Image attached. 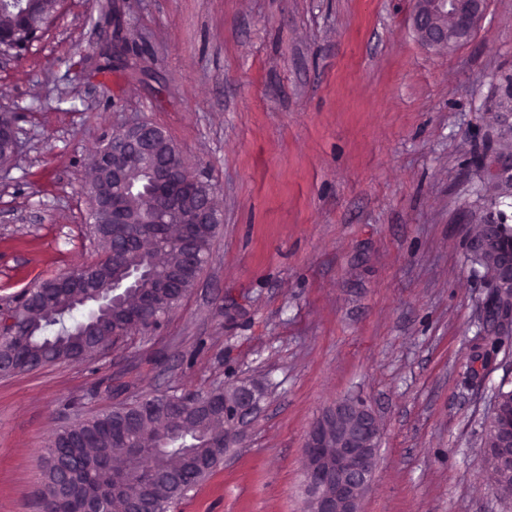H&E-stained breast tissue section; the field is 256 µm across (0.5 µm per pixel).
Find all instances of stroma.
<instances>
[{
	"label": "stroma",
	"instance_id": "35a3bbf8",
	"mask_svg": "<svg viewBox=\"0 0 512 512\" xmlns=\"http://www.w3.org/2000/svg\"><path fill=\"white\" fill-rule=\"evenodd\" d=\"M107 3L63 0L0 69L21 130L0 169V313L96 257L85 185L133 120L167 132L224 222L160 329L0 377V512H40L58 429L230 376L265 386V412L170 512H307V432L347 398L382 430L362 512H502L482 438L512 344L472 377L488 290L466 244L487 221L482 160L512 159L484 110L512 74V0L449 51L418 41L411 0H117L144 55L97 74Z\"/></svg>",
	"mask_w": 512,
	"mask_h": 512
}]
</instances>
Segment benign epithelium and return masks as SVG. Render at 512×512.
<instances>
[{
	"label": "benign epithelium",
	"instance_id": "benign-epithelium-1",
	"mask_svg": "<svg viewBox=\"0 0 512 512\" xmlns=\"http://www.w3.org/2000/svg\"><path fill=\"white\" fill-rule=\"evenodd\" d=\"M486 0H413L412 25L418 39L429 47L457 46L474 31ZM171 138L158 125L138 121L112 136V147L99 150L95 174L88 185V221L112 228V256L120 258L138 245L139 235L129 225L159 224L160 215L179 209L187 224H221L222 214L205 182L194 173H184ZM141 175L147 182L141 197L146 202L138 218L128 207L127 190ZM484 180L494 189L502 186L503 170L491 161L484 166ZM508 270L497 268L491 286L512 293V254ZM131 307L135 330L154 327L157 316L149 302H122L112 297L100 307L94 333L125 336L112 326L113 317ZM211 403L196 400L192 407H170L172 419L210 409ZM263 411L256 384L245 382L230 404H224V451L244 435ZM496 448L492 459L496 488L512 490V415L499 417L494 430ZM381 427L376 414L358 399H345L325 409L310 427L303 446L304 491L313 512H361V502L377 466Z\"/></svg>",
	"mask_w": 512,
	"mask_h": 512
}]
</instances>
